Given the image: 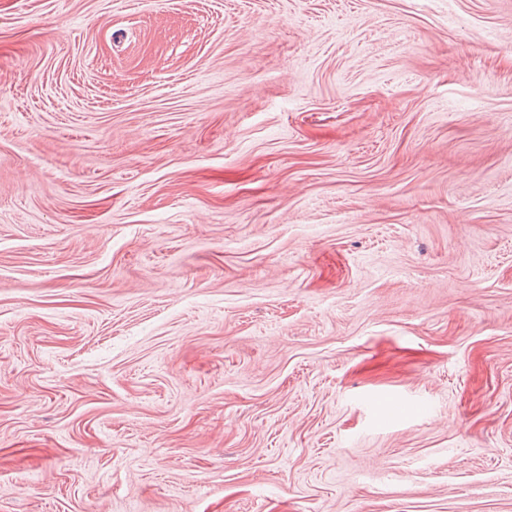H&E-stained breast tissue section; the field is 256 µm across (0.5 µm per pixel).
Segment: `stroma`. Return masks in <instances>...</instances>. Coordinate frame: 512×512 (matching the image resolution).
I'll use <instances>...</instances> for the list:
<instances>
[{
    "label": "stroma",
    "mask_w": 512,
    "mask_h": 512,
    "mask_svg": "<svg viewBox=\"0 0 512 512\" xmlns=\"http://www.w3.org/2000/svg\"><path fill=\"white\" fill-rule=\"evenodd\" d=\"M0 512H512V0H0Z\"/></svg>",
    "instance_id": "obj_1"
}]
</instances>
